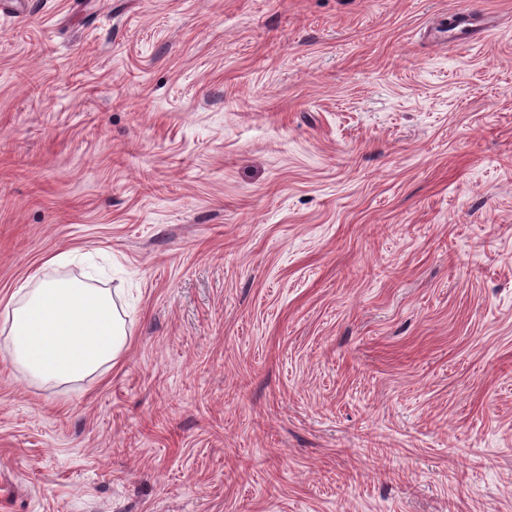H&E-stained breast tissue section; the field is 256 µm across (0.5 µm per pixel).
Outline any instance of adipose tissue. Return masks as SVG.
<instances>
[{"label":"adipose tissue","instance_id":"1","mask_svg":"<svg viewBox=\"0 0 512 512\" xmlns=\"http://www.w3.org/2000/svg\"><path fill=\"white\" fill-rule=\"evenodd\" d=\"M6 307L7 347L18 370L43 385L112 368L129 342L109 289L32 274Z\"/></svg>","mask_w":512,"mask_h":512}]
</instances>
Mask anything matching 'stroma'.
I'll return each instance as SVG.
<instances>
[{
    "label": "stroma",
    "instance_id": "35a3bbf8",
    "mask_svg": "<svg viewBox=\"0 0 512 512\" xmlns=\"http://www.w3.org/2000/svg\"><path fill=\"white\" fill-rule=\"evenodd\" d=\"M63 252L0 512H512V0H0V323ZM460 15L453 28H448V40L456 45L469 44L475 40H482L488 37L494 30L495 25L487 14L478 17H470L466 13ZM458 29V30H457ZM68 260L66 253L47 258L6 307L3 332L7 330L11 359L18 370L42 385L102 375L129 342L109 289L73 278L40 276L42 270Z\"/></svg>",
    "mask_w": 512,
    "mask_h": 512
}]
</instances>
